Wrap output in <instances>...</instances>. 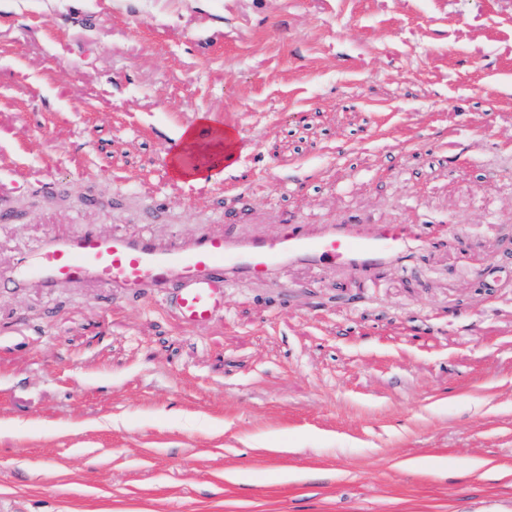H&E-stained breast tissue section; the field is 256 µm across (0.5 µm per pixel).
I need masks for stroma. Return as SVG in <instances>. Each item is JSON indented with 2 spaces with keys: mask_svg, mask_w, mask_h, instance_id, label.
I'll use <instances>...</instances> for the list:
<instances>
[{
  "mask_svg": "<svg viewBox=\"0 0 512 512\" xmlns=\"http://www.w3.org/2000/svg\"><path fill=\"white\" fill-rule=\"evenodd\" d=\"M200 125L240 149L178 184L166 147ZM1 169V266L86 224L428 240L370 286L227 291L200 329L0 290V503L512 512V0H0Z\"/></svg>",
  "mask_w": 512,
  "mask_h": 512,
  "instance_id": "35a3bbf8",
  "label": "stroma"
}]
</instances>
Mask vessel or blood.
Here are the masks:
<instances>
[{
    "instance_id": "1",
    "label": "vessel or blood",
    "mask_w": 512,
    "mask_h": 512,
    "mask_svg": "<svg viewBox=\"0 0 512 512\" xmlns=\"http://www.w3.org/2000/svg\"><path fill=\"white\" fill-rule=\"evenodd\" d=\"M417 243L411 225L291 220L276 236L201 232L159 239L144 232L91 228L50 233L0 266V288L21 293L37 283L51 294L95 288L104 296L150 298L180 325L204 327L224 315V291L281 282L288 269H342L370 282L403 269Z\"/></svg>"
}]
</instances>
